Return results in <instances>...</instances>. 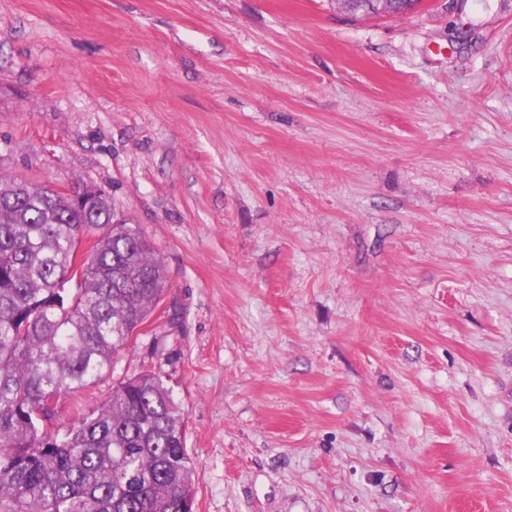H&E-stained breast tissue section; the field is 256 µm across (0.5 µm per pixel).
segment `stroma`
<instances>
[{"mask_svg":"<svg viewBox=\"0 0 512 512\" xmlns=\"http://www.w3.org/2000/svg\"><path fill=\"white\" fill-rule=\"evenodd\" d=\"M1 177L163 260L196 512H512V0H0Z\"/></svg>","mask_w":512,"mask_h":512,"instance_id":"stroma-1","label":"stroma"}]
</instances>
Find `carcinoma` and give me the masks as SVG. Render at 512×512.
Masks as SVG:
<instances>
[{
    "label": "carcinoma",
    "instance_id": "cac0c4a2",
    "mask_svg": "<svg viewBox=\"0 0 512 512\" xmlns=\"http://www.w3.org/2000/svg\"><path fill=\"white\" fill-rule=\"evenodd\" d=\"M105 193L77 204L0 179V512H183L196 470L172 390L151 372L84 392L159 304L161 258ZM100 229L78 264L75 236ZM61 397L74 418L58 421Z\"/></svg>",
    "mask_w": 512,
    "mask_h": 512
}]
</instances>
